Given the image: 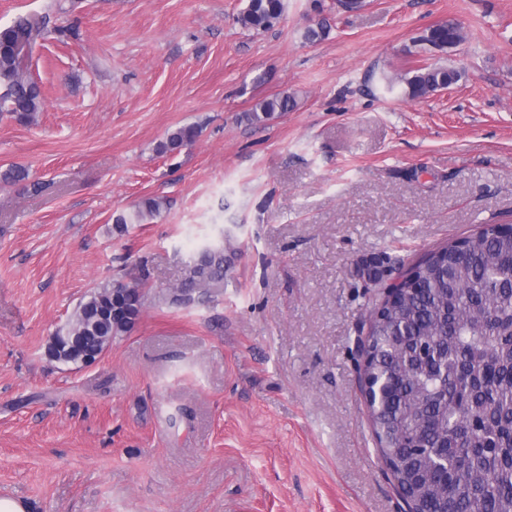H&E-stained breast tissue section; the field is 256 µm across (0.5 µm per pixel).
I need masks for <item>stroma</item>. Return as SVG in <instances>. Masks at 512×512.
<instances>
[{"instance_id":"1","label":"stroma","mask_w":512,"mask_h":512,"mask_svg":"<svg viewBox=\"0 0 512 512\" xmlns=\"http://www.w3.org/2000/svg\"><path fill=\"white\" fill-rule=\"evenodd\" d=\"M322 2L284 0L256 32L236 21L246 0H0V29L48 22L21 63L43 112L0 115V172L28 173L0 181V496L28 512H400L358 385L363 273L512 224V0ZM321 19L328 37L307 42ZM448 20L464 41L423 51ZM436 64L459 81L387 90ZM283 94L292 110L247 121ZM188 124L191 147L157 154ZM147 197L160 215L117 233ZM219 239L223 293L172 302ZM141 267L134 328L93 365L51 360L83 297Z\"/></svg>"}]
</instances>
